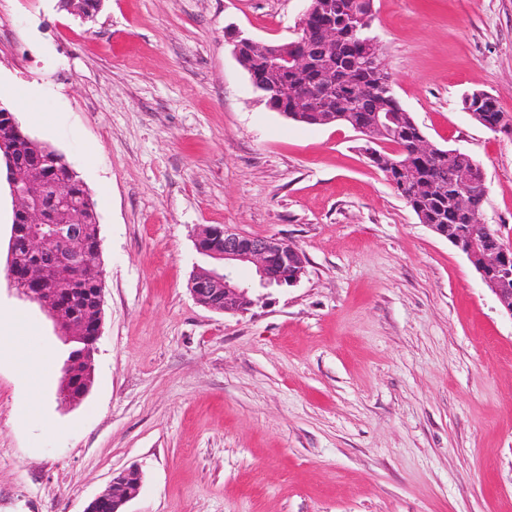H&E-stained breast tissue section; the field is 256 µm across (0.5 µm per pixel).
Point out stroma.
Segmentation results:
<instances>
[{"mask_svg":"<svg viewBox=\"0 0 512 512\" xmlns=\"http://www.w3.org/2000/svg\"><path fill=\"white\" fill-rule=\"evenodd\" d=\"M305 0H0V104L30 87L97 213L104 270L95 373L58 399L68 348L8 277L0 314L56 362L32 410L0 360V512H86L113 473L143 474L128 512H512V317L468 258L421 224L358 134L271 110L234 31L297 38ZM370 34L426 138L482 168V219L512 246V0H374ZM289 239L306 266L246 311L199 304L206 226ZM481 98L483 99V104L478 105L477 97L475 96V94H473L471 101H469V99L465 95L462 100L463 109L466 111H470L469 113L472 114L471 116L483 126H486V122L491 123L493 121H497V116L499 113H501V115L498 116V123L491 126L490 129L491 131L494 132L509 131L511 125L510 123L507 122V116L505 114H502L503 112H501V110L495 106V98L484 92H481ZM485 103H490L492 106L489 107ZM484 112V119L481 122V119L483 117L482 113Z\"/></svg>","mask_w":512,"mask_h":512,"instance_id":"1","label":"stroma"}]
</instances>
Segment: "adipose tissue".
Returning a JSON list of instances; mask_svg holds the SVG:
<instances>
[{"mask_svg":"<svg viewBox=\"0 0 512 512\" xmlns=\"http://www.w3.org/2000/svg\"><path fill=\"white\" fill-rule=\"evenodd\" d=\"M2 332L12 336L13 345L9 350L12 361L26 381L31 405L39 406L43 378L52 363V355L47 349L37 346L38 329L23 318L0 317V333Z\"/></svg>","mask_w":512,"mask_h":512,"instance_id":"ef3b65f1","label":"adipose tissue"}]
</instances>
